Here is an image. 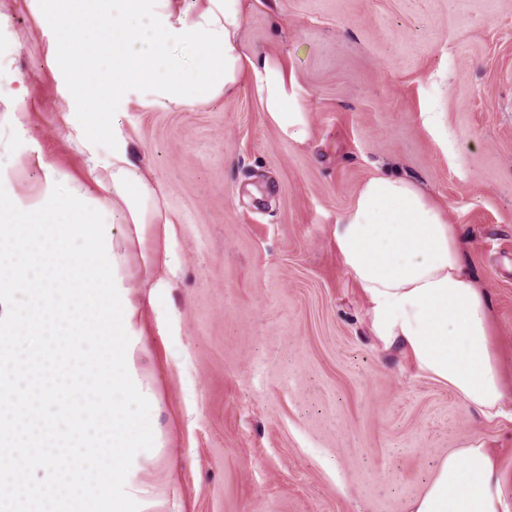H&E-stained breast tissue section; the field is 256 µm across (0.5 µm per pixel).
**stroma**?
Masks as SVG:
<instances>
[{
  "label": "stroma",
  "instance_id": "35a3bbf8",
  "mask_svg": "<svg viewBox=\"0 0 512 512\" xmlns=\"http://www.w3.org/2000/svg\"><path fill=\"white\" fill-rule=\"evenodd\" d=\"M246 45L309 95L311 137L284 141L250 88L192 107L116 106L169 226L133 240L171 286L147 304L137 363L162 446L134 475L140 512H407L441 461L484 440L512 477V395L488 419L384 348L332 242L364 181L396 172L446 209L490 304L512 388V0H248ZM0 102L23 201L36 157L80 179L85 120L41 0H0ZM20 109L23 127L4 126Z\"/></svg>",
  "mask_w": 512,
  "mask_h": 512
}]
</instances>
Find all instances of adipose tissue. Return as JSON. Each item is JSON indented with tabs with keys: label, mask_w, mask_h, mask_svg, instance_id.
<instances>
[{
	"label": "adipose tissue",
	"mask_w": 512,
	"mask_h": 512,
	"mask_svg": "<svg viewBox=\"0 0 512 512\" xmlns=\"http://www.w3.org/2000/svg\"><path fill=\"white\" fill-rule=\"evenodd\" d=\"M60 51L71 63L70 94L88 118L77 139L84 150L106 135L93 118L129 95L149 104L192 105L237 95L244 78L281 138L306 143V91L284 64L255 56L242 38L246 0H42ZM146 43L145 55L132 47ZM98 203L135 233L164 223L156 191L120 140L94 176ZM333 242L367 305L371 329L398 348L415 370L447 385L485 417L506 397L484 291L468 277L463 247L445 210L428 191L398 174L368 178L337 219ZM408 512H512V496L485 442L474 439L440 464Z\"/></svg>",
	"instance_id": "ef3b65f1"
}]
</instances>
